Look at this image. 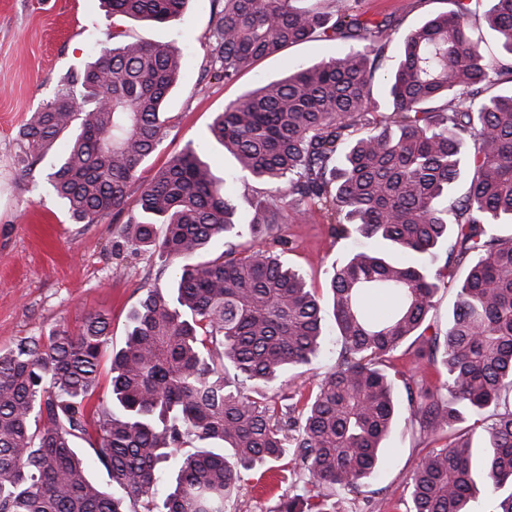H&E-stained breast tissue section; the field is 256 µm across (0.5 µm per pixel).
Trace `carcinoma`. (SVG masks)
Listing matches in <instances>:
<instances>
[{"label": "carcinoma", "mask_w": 512, "mask_h": 512, "mask_svg": "<svg viewBox=\"0 0 512 512\" xmlns=\"http://www.w3.org/2000/svg\"><path fill=\"white\" fill-rule=\"evenodd\" d=\"M103 2L112 46L32 113L15 164L26 175L57 152L47 180L71 220L128 212L120 237L164 256L174 287L148 289L116 351L101 311L75 331L60 324L0 351V512H232L248 475L270 495L267 512H355L384 464L396 377L412 428L434 447L388 512H478L482 492L488 512H512V238L493 229L512 222V91L490 93L512 75V0H489L484 14L501 40L498 59L470 32L480 0H452L402 36L393 19L365 17L360 0H222L210 54L226 83L299 42L350 50L291 68L214 115L210 132L233 158L224 180L189 143L135 197L166 135L182 54L129 38L118 21L166 23L188 0ZM396 39L382 112L372 86ZM464 173L467 192L450 198ZM238 180L269 187L246 222L223 186ZM319 204L334 208L336 236L353 233L391 256L369 247L332 267L340 348L305 391L292 372L331 341L322 300L274 250L238 239L267 236L284 249L286 212ZM216 239L224 251L203 259ZM442 249L433 271L426 258ZM458 266L468 272L454 283L448 328L428 336L434 295ZM369 298L389 305L373 313ZM410 338L420 342L415 360L399 366L393 354ZM108 352L111 392L96 400ZM467 415L480 431L448 438ZM167 463L176 473L168 484ZM277 463L298 493L264 484ZM94 466L112 492L90 479Z\"/></svg>", "instance_id": "carcinoma-1"}]
</instances>
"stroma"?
I'll return each instance as SVG.
<instances>
[{
  "mask_svg": "<svg viewBox=\"0 0 512 512\" xmlns=\"http://www.w3.org/2000/svg\"><path fill=\"white\" fill-rule=\"evenodd\" d=\"M366 17L397 19L400 32L449 10V0H361ZM219 0H188L183 14L165 24L126 20L130 36L174 43L183 69L170 94L168 130L140 174L149 180L168 159L194 144L223 175L231 162L212 138L215 113L261 82L284 77L292 63L311 65L347 52L344 43L311 41L265 58L232 83L215 75L209 44L217 26ZM112 42V19L101 0H0V349L22 337L65 324L77 327L91 313L111 317L113 349L123 347L128 314L149 288L168 287L173 267L158 253L133 251L116 226L70 223L50 189L55 161L46 156L29 175L15 170L18 133L32 112L49 100L59 80L77 73ZM281 233L292 241L282 261L297 269L319 295H327L333 262L357 248L336 237L325 212L289 213ZM386 462L366 480L360 512H385L387 498L401 495L425 453L405 419H397L383 444Z\"/></svg>",
  "mask_w": 512,
  "mask_h": 512,
  "instance_id": "stroma-1",
  "label": "stroma"
}]
</instances>
